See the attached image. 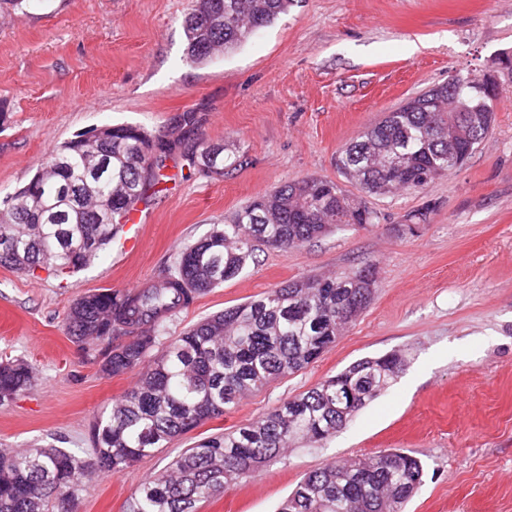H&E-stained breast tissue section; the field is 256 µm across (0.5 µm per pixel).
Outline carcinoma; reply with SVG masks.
I'll return each mask as SVG.
<instances>
[{"instance_id": "cac0c4a2", "label": "carcinoma", "mask_w": 512, "mask_h": 512, "mask_svg": "<svg viewBox=\"0 0 512 512\" xmlns=\"http://www.w3.org/2000/svg\"><path fill=\"white\" fill-rule=\"evenodd\" d=\"M294 0H190L183 21L185 61L203 64L239 48L288 13ZM448 111V85L439 84L388 113L336 154L338 171L362 191L389 196L426 188L455 170L448 129L470 155L485 138L474 122L494 101L465 85ZM197 118L179 117L178 138H152L136 126L112 127L108 140L78 137L54 150L28 184L0 202V266L35 274L80 269L112 241L116 225L147 192L166 180L176 147L209 178L243 163L224 146L191 139ZM335 183L315 177L285 182L239 209L226 224L184 246L170 273L139 292L110 289L73 301L68 335L110 378L139 373L135 388L95 417L92 454L68 448H0V512H50L77 497L88 473L119 472L171 440L218 417L244 396L314 363L369 306L376 280L365 265L335 278L291 280L208 316L164 348L167 319L203 292L236 278L261 243L288 252L332 231L375 226L377 215ZM132 343H114L119 336ZM398 353L360 360L261 418L204 439L145 481L128 512H197V504L246 480L302 440L325 445L398 377ZM37 369L23 358L0 361V404L32 390ZM423 462L388 450L329 462L306 474L279 512H403L424 483Z\"/></svg>"}]
</instances>
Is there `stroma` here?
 <instances>
[{
	"mask_svg": "<svg viewBox=\"0 0 512 512\" xmlns=\"http://www.w3.org/2000/svg\"><path fill=\"white\" fill-rule=\"evenodd\" d=\"M189 0H35L0 8V201L56 148L104 126L172 137L195 113L194 139L245 161L215 180L180 154L175 178L139 202L135 248L116 238L80 271L31 276L0 267V358L39 372L0 405V448H89L90 426L133 388L108 378L67 334L85 292H121L171 270L181 248L254 198L316 176L360 188L339 149L449 73L496 71V121L466 163L424 190L369 196L374 227L332 232L288 252L261 249L237 278L199 295L166 325L200 319L307 276L373 265L369 307L306 369L245 396L168 447L85 480L76 512H126L130 497L202 438L255 421L352 363L392 352L406 366L327 447L302 446L200 512H277L302 477L331 460L413 452L428 475L405 512H512V0H296L287 15L204 65L184 60ZM426 220L409 225L411 214Z\"/></svg>",
	"mask_w": 512,
	"mask_h": 512,
	"instance_id": "obj_1",
	"label": "stroma"
}]
</instances>
